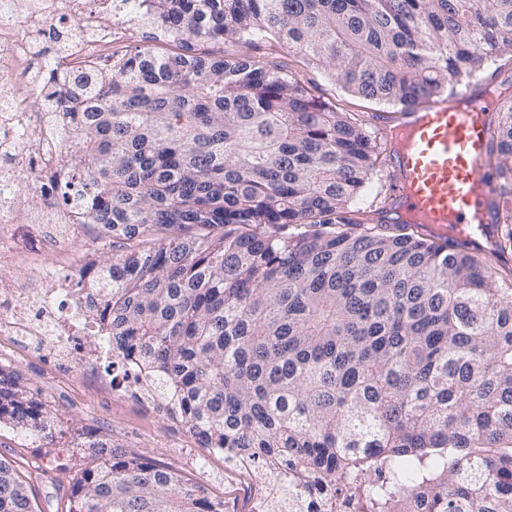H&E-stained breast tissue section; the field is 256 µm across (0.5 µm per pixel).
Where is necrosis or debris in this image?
Here are the masks:
<instances>
[{
	"label": "necrosis or debris",
	"instance_id": "obj_1",
	"mask_svg": "<svg viewBox=\"0 0 512 512\" xmlns=\"http://www.w3.org/2000/svg\"><path fill=\"white\" fill-rule=\"evenodd\" d=\"M103 7L112 13L111 24L100 20ZM140 10L141 0H52L45 9L35 0H0V268L4 271L22 256L7 241V228L55 224L70 230L85 221L81 205L66 207L56 199L57 186L73 171L63 160L64 141L54 133L49 113L30 106L47 91L40 79V66L51 55L47 36L63 29L61 61L96 71L101 57L124 37ZM19 76L27 88L23 94L15 88ZM22 179L32 186L33 197L16 192ZM30 275L38 281V289L26 290L5 275L0 278V335L23 347L42 338L48 354L72 352L84 365L110 356L112 342L107 336H98L88 346L74 343L76 337L91 333L93 323L87 294L75 288L72 276L50 271L40 261L31 266ZM236 473L264 478L252 512H309L304 495L296 496L291 509L280 502L278 489L287 484V473L260 474L249 460L239 461Z\"/></svg>",
	"mask_w": 512,
	"mask_h": 512
}]
</instances>
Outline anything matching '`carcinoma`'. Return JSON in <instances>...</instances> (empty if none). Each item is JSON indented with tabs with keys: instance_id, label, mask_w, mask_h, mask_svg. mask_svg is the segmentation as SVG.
<instances>
[{
	"instance_id": "1",
	"label": "carcinoma",
	"mask_w": 512,
	"mask_h": 512,
	"mask_svg": "<svg viewBox=\"0 0 512 512\" xmlns=\"http://www.w3.org/2000/svg\"><path fill=\"white\" fill-rule=\"evenodd\" d=\"M146 45L66 71L57 132L105 292L112 353L172 395L208 448L288 464L333 512H512V91L488 123L503 198L479 260L351 209L389 136L319 100L271 39L350 94L408 111L512 63V0H144ZM0 419L54 444L52 411L0 367ZM68 512H224L179 471L88 436ZM0 512H40L0 459Z\"/></svg>"
}]
</instances>
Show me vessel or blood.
Returning a JSON list of instances; mask_svg holds the SVG:
<instances>
[{
  "label": "vessel or blood",
  "instance_id": "vessel-or-blood-1",
  "mask_svg": "<svg viewBox=\"0 0 512 512\" xmlns=\"http://www.w3.org/2000/svg\"><path fill=\"white\" fill-rule=\"evenodd\" d=\"M490 108L487 96L464 86L401 121L378 116L382 126H400L403 143L393 157L389 192L411 223L442 237L458 229L462 243L488 235L499 202L498 185L487 165Z\"/></svg>",
  "mask_w": 512,
  "mask_h": 512
}]
</instances>
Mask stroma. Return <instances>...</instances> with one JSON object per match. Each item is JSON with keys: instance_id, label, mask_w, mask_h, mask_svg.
<instances>
[{"instance_id": "1", "label": "stroma", "mask_w": 512, "mask_h": 512, "mask_svg": "<svg viewBox=\"0 0 512 512\" xmlns=\"http://www.w3.org/2000/svg\"><path fill=\"white\" fill-rule=\"evenodd\" d=\"M256 55L286 63L320 100L364 116L390 113V106L350 96L327 75L307 67L287 48L264 45ZM41 233L61 272H75L91 260L92 225L80 228L74 247L65 250L54 244L56 227L45 224ZM0 347L11 350L5 366L14 371L21 386L40 393L49 408L58 410L54 447H44L11 426L0 425V458L14 463L25 478L41 512H67L68 488L84 466L79 442L87 434L111 439L114 445L161 466L178 470L191 482L203 486L218 500L229 501L235 512H249L257 492L249 482H228L224 475L230 464L224 455L211 454L183 423L158 416L138 399L123 396L119 382L107 372L105 363L90 367L71 366L69 360L46 359L38 348L13 349L9 337ZM208 467L199 470L198 458Z\"/></svg>"}]
</instances>
